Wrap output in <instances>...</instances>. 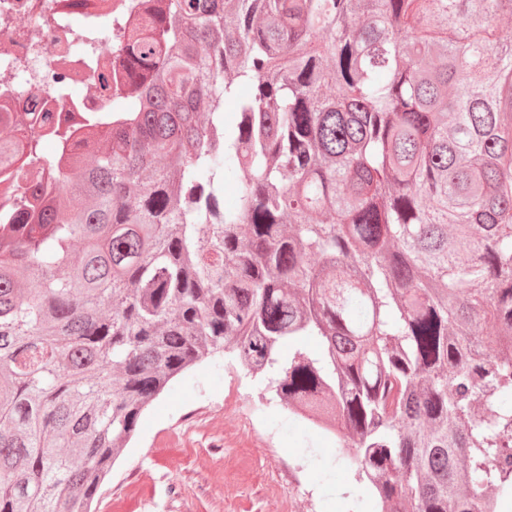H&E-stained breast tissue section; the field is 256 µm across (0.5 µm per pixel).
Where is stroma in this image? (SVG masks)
I'll list each match as a JSON object with an SVG mask.
<instances>
[{"label": "stroma", "instance_id": "1", "mask_svg": "<svg viewBox=\"0 0 512 512\" xmlns=\"http://www.w3.org/2000/svg\"><path fill=\"white\" fill-rule=\"evenodd\" d=\"M97 512H377L334 438L288 413L231 356L173 380L144 412Z\"/></svg>", "mask_w": 512, "mask_h": 512}]
</instances>
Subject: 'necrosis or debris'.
I'll use <instances>...</instances> for the list:
<instances>
[{
	"instance_id": "1",
	"label": "necrosis or debris",
	"mask_w": 512,
	"mask_h": 512,
	"mask_svg": "<svg viewBox=\"0 0 512 512\" xmlns=\"http://www.w3.org/2000/svg\"><path fill=\"white\" fill-rule=\"evenodd\" d=\"M150 0H0V112L8 134L45 138L56 125L83 138L87 115H112L115 22L139 23Z\"/></svg>"
}]
</instances>
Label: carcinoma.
<instances>
[{
    "instance_id": "carcinoma-1",
    "label": "carcinoma",
    "mask_w": 512,
    "mask_h": 512,
    "mask_svg": "<svg viewBox=\"0 0 512 512\" xmlns=\"http://www.w3.org/2000/svg\"><path fill=\"white\" fill-rule=\"evenodd\" d=\"M506 16L512 0H152L91 161L59 176L43 157L51 191L0 226V512H94L144 411L219 352L333 424L380 512H500ZM26 151L40 141L0 136V169Z\"/></svg>"
}]
</instances>
